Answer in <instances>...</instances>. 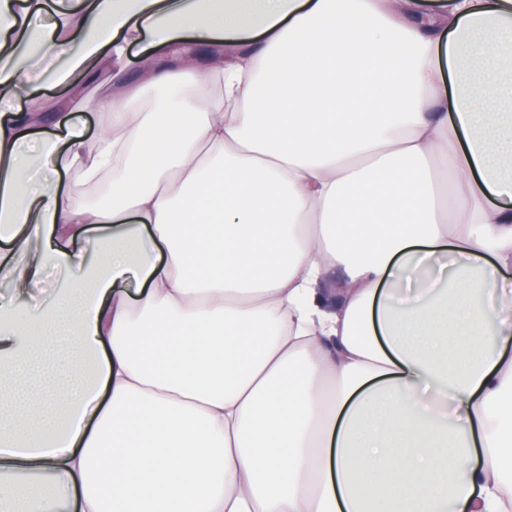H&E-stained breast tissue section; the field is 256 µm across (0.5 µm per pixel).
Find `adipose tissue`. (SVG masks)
Returning <instances> with one entry per match:
<instances>
[{"label": "adipose tissue", "mask_w": 512, "mask_h": 512, "mask_svg": "<svg viewBox=\"0 0 512 512\" xmlns=\"http://www.w3.org/2000/svg\"><path fill=\"white\" fill-rule=\"evenodd\" d=\"M208 3L0 0V280L82 271L0 306V466L52 477L0 502L512 512V0ZM63 330L87 370L26 397ZM84 82L81 73H74L68 83L56 84L52 71L43 75L39 81L35 94L49 100H57L70 96L72 92ZM71 84V85H70ZM79 276V270L74 268L63 271L62 273L50 271L44 276L42 287L36 288L34 292L33 303L40 302L47 298L53 288H62L66 282L76 279Z\"/></svg>", "instance_id": "ef3b65f1"}]
</instances>
